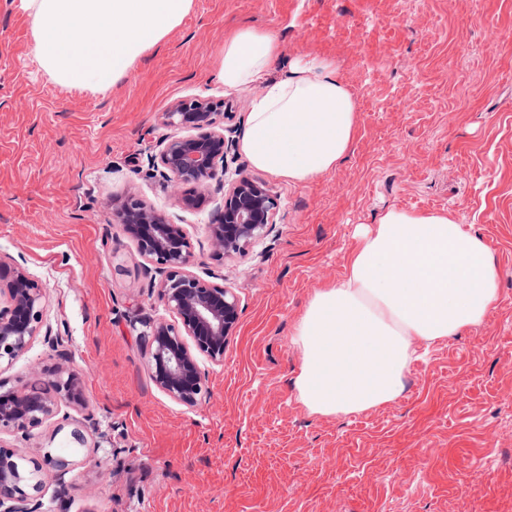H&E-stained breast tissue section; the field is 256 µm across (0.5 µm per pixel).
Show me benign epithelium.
Returning a JSON list of instances; mask_svg holds the SVG:
<instances>
[{"instance_id":"7a95c632","label":"benign epithelium","mask_w":512,"mask_h":512,"mask_svg":"<svg viewBox=\"0 0 512 512\" xmlns=\"http://www.w3.org/2000/svg\"><path fill=\"white\" fill-rule=\"evenodd\" d=\"M225 113L207 99H177L162 113V122L188 131L160 143L156 168L185 209L197 207L211 183L223 175L233 141L224 134ZM112 211L136 242L140 255L158 266V298L173 314L151 331L147 368L155 386L178 404L196 408L208 398L202 359L224 362L228 337L240 313L232 289L204 280L189 270L193 252L182 224H174L145 203L115 198ZM274 224L271 188L247 176L224 187V207L208 225L207 245L217 256L242 254L268 235ZM44 295L21 269L0 259V365L24 356L39 336ZM33 376L53 377V390L35 392L23 383L5 388L0 381V435H25L57 416L87 409L81 378L69 356L58 354L50 367L30 366ZM68 462L50 452L38 461L22 449L0 442V512H38L46 471L58 472L60 490Z\"/></svg>"}]
</instances>
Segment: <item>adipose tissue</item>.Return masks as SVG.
Instances as JSON below:
<instances>
[{"label":"adipose tissue","mask_w":512,"mask_h":512,"mask_svg":"<svg viewBox=\"0 0 512 512\" xmlns=\"http://www.w3.org/2000/svg\"><path fill=\"white\" fill-rule=\"evenodd\" d=\"M278 50L268 34L235 30L218 79L229 89L265 80L240 149L255 169L303 182L342 161L355 135V104L325 58H296L286 79L267 80ZM497 278L483 238L447 212L388 209L356 234L344 275L314 292L295 326L298 400L323 416L394 401L417 344L480 323L497 299Z\"/></svg>","instance_id":"1"}]
</instances>
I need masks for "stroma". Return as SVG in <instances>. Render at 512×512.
<instances>
[{
    "label": "stroma",
    "mask_w": 512,
    "mask_h": 512,
    "mask_svg": "<svg viewBox=\"0 0 512 512\" xmlns=\"http://www.w3.org/2000/svg\"><path fill=\"white\" fill-rule=\"evenodd\" d=\"M238 28L276 39L272 79L300 56L335 62L357 131L336 168L298 183L229 155L223 181L268 184L275 222L219 260L206 233L223 182L187 210L153 160L178 133L161 120L176 99L224 101L226 126L244 134L265 84L217 79ZM128 195L184 225L191 272L240 300L223 363L204 365L211 397L194 409L147 370L152 326L174 316L108 205ZM393 207L445 210L482 236L497 300L413 362L393 402L311 413L295 390L294 328L314 291L342 277L356 229ZM0 258L42 289L44 322L65 329L0 379L28 381L30 364L66 352L92 413L0 436L71 461L65 486L45 476L39 512H512V0H194L96 92L55 83L20 0H0Z\"/></svg>",
    "instance_id": "obj_1"
}]
</instances>
